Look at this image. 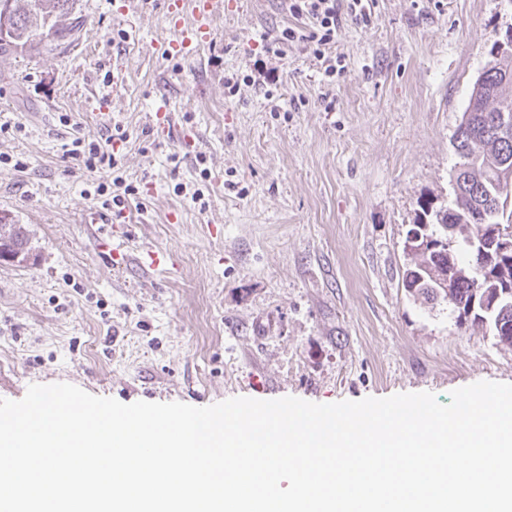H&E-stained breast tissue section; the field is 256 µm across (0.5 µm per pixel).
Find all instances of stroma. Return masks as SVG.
Listing matches in <instances>:
<instances>
[{
  "label": "stroma",
  "instance_id": "35a3bbf8",
  "mask_svg": "<svg viewBox=\"0 0 512 512\" xmlns=\"http://www.w3.org/2000/svg\"><path fill=\"white\" fill-rule=\"evenodd\" d=\"M123 6L80 0L79 41L0 54V221L32 247L28 263L0 260V399L70 383L124 404L421 391L446 404L512 383V347L489 326L402 285L420 202L452 197L453 137L512 0H374L371 25L337 30L346 72L330 84L302 44L267 52L294 22L288 0H233L212 42L173 59L164 0L129 22ZM162 98L166 139L151 124ZM117 124L119 172L139 189L119 216L93 197L106 174L62 150ZM149 249L166 264L141 265Z\"/></svg>",
  "mask_w": 512,
  "mask_h": 512
}]
</instances>
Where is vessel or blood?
<instances>
[{
	"mask_svg": "<svg viewBox=\"0 0 512 512\" xmlns=\"http://www.w3.org/2000/svg\"><path fill=\"white\" fill-rule=\"evenodd\" d=\"M165 6L175 36L164 46L163 52L178 58L191 55L212 41L214 21L223 15L225 0H166Z\"/></svg>",
	"mask_w": 512,
	"mask_h": 512,
	"instance_id": "1",
	"label": "vessel or blood"
}]
</instances>
